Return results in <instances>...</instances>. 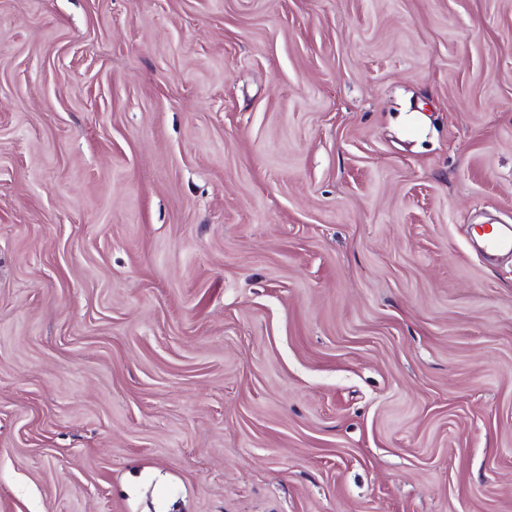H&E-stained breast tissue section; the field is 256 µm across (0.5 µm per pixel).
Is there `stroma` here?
<instances>
[{
	"mask_svg": "<svg viewBox=\"0 0 512 512\" xmlns=\"http://www.w3.org/2000/svg\"><path fill=\"white\" fill-rule=\"evenodd\" d=\"M512 0H0V512H512ZM482 252L488 261H494L503 254L512 253V225H490L481 235Z\"/></svg>",
	"mask_w": 512,
	"mask_h": 512,
	"instance_id": "stroma-1",
	"label": "stroma"
}]
</instances>
